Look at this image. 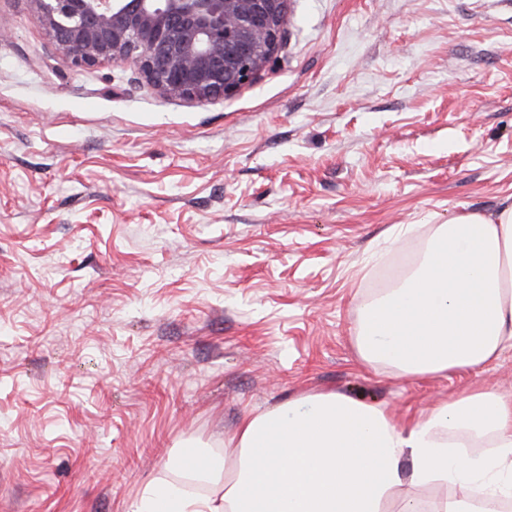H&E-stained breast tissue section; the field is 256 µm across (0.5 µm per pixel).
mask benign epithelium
Listing matches in <instances>:
<instances>
[{
    "instance_id": "obj_1",
    "label": "benign epithelium",
    "mask_w": 512,
    "mask_h": 512,
    "mask_svg": "<svg viewBox=\"0 0 512 512\" xmlns=\"http://www.w3.org/2000/svg\"><path fill=\"white\" fill-rule=\"evenodd\" d=\"M70 68L127 64L159 97L204 105L279 49L288 0H31Z\"/></svg>"
}]
</instances>
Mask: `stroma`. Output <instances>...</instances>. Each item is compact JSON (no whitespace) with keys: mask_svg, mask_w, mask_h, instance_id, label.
<instances>
[{"mask_svg":"<svg viewBox=\"0 0 512 512\" xmlns=\"http://www.w3.org/2000/svg\"><path fill=\"white\" fill-rule=\"evenodd\" d=\"M0 29V512L194 490L181 449L306 393L405 422L512 395V352L411 378L356 349L399 256L512 203V0H289L267 68L202 106L67 67L30 0Z\"/></svg>","mask_w":512,"mask_h":512,"instance_id":"obj_1","label":"stroma"}]
</instances>
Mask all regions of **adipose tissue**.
Segmentation results:
<instances>
[{
	"instance_id": "adipose-tissue-1",
	"label": "adipose tissue",
	"mask_w": 512,
	"mask_h": 512,
	"mask_svg": "<svg viewBox=\"0 0 512 512\" xmlns=\"http://www.w3.org/2000/svg\"><path fill=\"white\" fill-rule=\"evenodd\" d=\"M357 311L360 357L407 376L478 372L512 351V204L451 215L417 269ZM176 465L211 489L152 483L132 512H501L512 396L467 389L400 425L382 406L307 393L245 415L218 456Z\"/></svg>"
}]
</instances>
